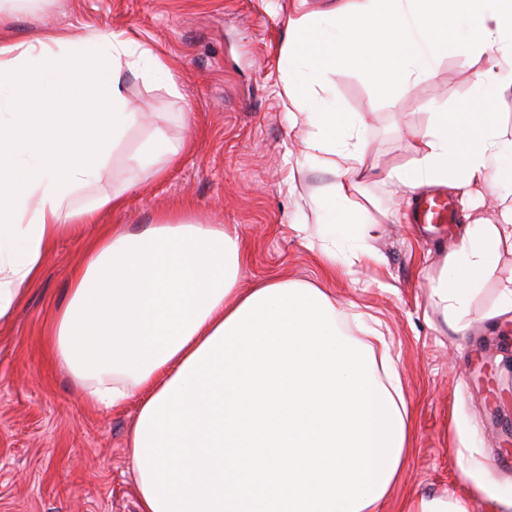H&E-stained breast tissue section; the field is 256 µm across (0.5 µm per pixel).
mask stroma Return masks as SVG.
Masks as SVG:
<instances>
[{
    "label": "stroma",
    "mask_w": 512,
    "mask_h": 512,
    "mask_svg": "<svg viewBox=\"0 0 512 512\" xmlns=\"http://www.w3.org/2000/svg\"><path fill=\"white\" fill-rule=\"evenodd\" d=\"M364 0H48L42 11L17 16L8 32L23 41L49 27L85 36L125 32L157 53L177 86L168 92L130 79L127 95L147 118L131 129L96 189L130 179L126 157L162 130L183 149L164 178L131 196L126 208L102 211L98 224L62 239L44 261L10 321L0 325V512H140L126 440L137 401L118 412L88 408L65 366L49 352L46 329L64 305L74 271L99 232H138L180 206L205 224L237 229L248 247L245 282L270 276L328 289L353 336L358 313L372 315L397 358L410 406L411 446L384 505L401 512L415 495L467 497L465 462L480 464L501 491H512V470L491 473L494 460L512 463V321L485 318L501 281L512 276L503 256L471 305L466 336L448 333L430 300V282L456 248L468 218L497 222L498 195L463 203L448 229L409 223L415 204L396 184L367 180L352 200L374 230L370 245L382 265L355 276L328 273L297 225L321 222L313 199L331 181L303 158L304 123L294 122L285 92L281 48L287 18L319 14ZM497 66L502 120L512 126V66L487 52L450 53L434 77L377 84L343 70L327 92L339 111L362 121L369 157L380 168L407 164L414 132L434 113L470 98L477 76ZM468 429L460 448L456 429Z\"/></svg>",
    "instance_id": "stroma-1"
}]
</instances>
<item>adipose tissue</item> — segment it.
Listing matches in <instances>:
<instances>
[{
    "label": "adipose tissue",
    "mask_w": 512,
    "mask_h": 512,
    "mask_svg": "<svg viewBox=\"0 0 512 512\" xmlns=\"http://www.w3.org/2000/svg\"><path fill=\"white\" fill-rule=\"evenodd\" d=\"M375 3L288 21L282 48L285 92L309 127L305 155L336 176L321 198L318 252L351 274L374 257L350 196L375 167L359 122L325 96L333 75L430 78L450 50L512 64V0H388L381 12ZM131 77L171 82L160 57L121 32L0 39V322L59 240L139 190L131 181L75 202L140 119ZM40 98L65 99L85 135H67L56 113L35 108ZM500 100L498 73H480L475 96L415 133L412 160L388 178L411 194L432 185L496 193L501 174L512 176ZM178 153L158 134L131 161L159 179ZM499 214L463 228L432 285L452 333L469 329L479 285L512 254V197H500ZM246 260L240 232L192 217L101 236L56 313L51 350L89 407L138 399L126 448L140 512H382L410 442L384 334L348 336L331 297L305 283L242 287Z\"/></svg>",
    "instance_id": "adipose-tissue-1"
}]
</instances>
